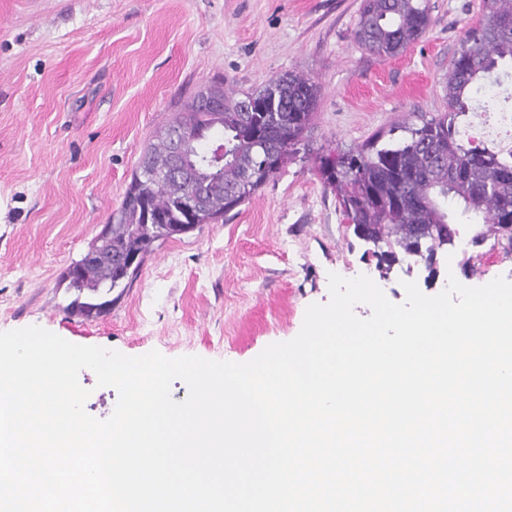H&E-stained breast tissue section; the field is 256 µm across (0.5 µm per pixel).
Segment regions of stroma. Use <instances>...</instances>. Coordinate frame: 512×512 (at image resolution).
<instances>
[{
    "mask_svg": "<svg viewBox=\"0 0 512 512\" xmlns=\"http://www.w3.org/2000/svg\"><path fill=\"white\" fill-rule=\"evenodd\" d=\"M481 0H429L432 26L403 55L354 40L362 0H0V331L36 325L129 356L159 351L243 363L293 339L328 275L374 267L318 173L353 149L446 109L450 61ZM295 71L321 87L310 149L238 214L156 242L138 276L86 319L62 274L88 249L158 127L199 88L247 92ZM423 266L376 283L426 295ZM512 281V255L484 245L459 282Z\"/></svg>",
    "mask_w": 512,
    "mask_h": 512,
    "instance_id": "stroma-1",
    "label": "stroma"
}]
</instances>
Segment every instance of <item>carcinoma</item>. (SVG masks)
<instances>
[{
  "label": "carcinoma",
  "mask_w": 512,
  "mask_h": 512,
  "mask_svg": "<svg viewBox=\"0 0 512 512\" xmlns=\"http://www.w3.org/2000/svg\"><path fill=\"white\" fill-rule=\"evenodd\" d=\"M431 23L427 0H363L354 38L380 58L394 57L423 38ZM479 24L481 35L468 29L451 60L444 113L402 127V138L383 143L378 134L356 150L320 157L323 183L384 276L407 262L423 265L426 279H435L461 237L445 208L449 199L482 218L469 249L492 238L512 252V144L468 147L457 124L483 80L512 66V0H481ZM223 95L224 111L202 104L198 93L160 127L106 224L108 234L72 262L69 287L80 294L125 288L155 242L222 221L248 201L306 142L320 87L288 71L259 90ZM191 194L195 223L183 209ZM109 304L77 298L72 308L91 318Z\"/></svg>",
  "instance_id": "1"
}]
</instances>
